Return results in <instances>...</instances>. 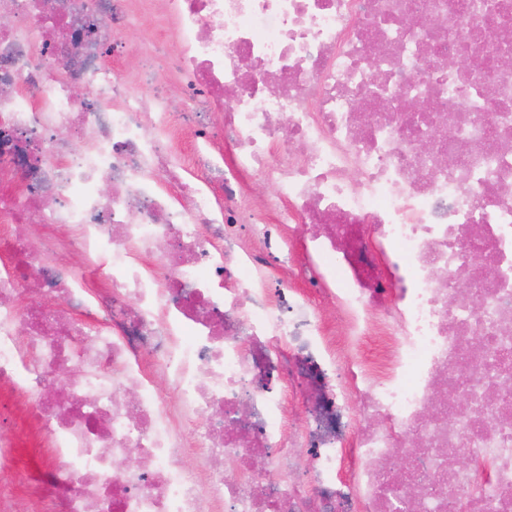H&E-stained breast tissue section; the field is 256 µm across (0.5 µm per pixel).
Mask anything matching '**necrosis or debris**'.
<instances>
[{"instance_id":"necrosis-or-debris-1","label":"necrosis or debris","mask_w":512,"mask_h":512,"mask_svg":"<svg viewBox=\"0 0 512 512\" xmlns=\"http://www.w3.org/2000/svg\"><path fill=\"white\" fill-rule=\"evenodd\" d=\"M470 2L0 0L35 512H512V0ZM139 11L147 96L107 64Z\"/></svg>"}]
</instances>
